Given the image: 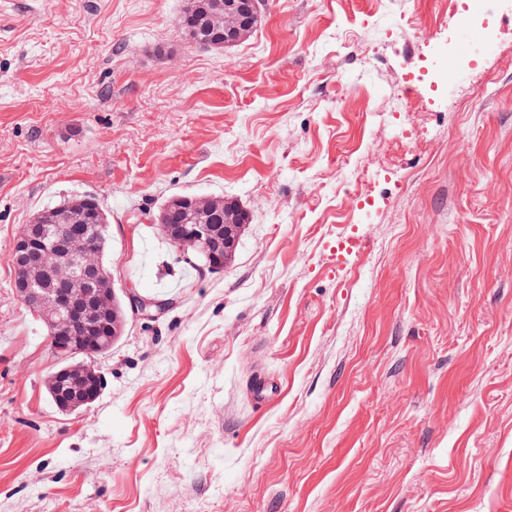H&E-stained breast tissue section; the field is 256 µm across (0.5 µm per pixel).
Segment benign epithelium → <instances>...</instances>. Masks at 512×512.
<instances>
[{"mask_svg":"<svg viewBox=\"0 0 512 512\" xmlns=\"http://www.w3.org/2000/svg\"><path fill=\"white\" fill-rule=\"evenodd\" d=\"M196 24L192 32L211 38L210 45L225 48L247 39L259 19L258 0H199L192 5ZM180 209L186 224H169L168 210ZM224 218V225L214 223ZM178 250L186 254L207 250L224 233V254L213 256L207 271L219 273L231 260L241 225L246 217L220 197L193 195L176 198L158 213ZM50 254L52 288H37L41 259ZM10 260L17 272L14 291L28 309L46 323L52 351L61 361H70L46 381L51 397L75 411L93 401L104 388L97 360L123 335L127 317L118 314L113 292L102 283L114 281V273L101 260L94 239L85 235L59 236L44 218L24 226L13 241ZM127 310L144 321H156L173 306L174 299L126 292Z\"/></svg>","mask_w":512,"mask_h":512,"instance_id":"7a95c632","label":"benign epithelium"}]
</instances>
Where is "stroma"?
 <instances>
[{
    "label": "stroma",
    "mask_w": 512,
    "mask_h": 512,
    "mask_svg": "<svg viewBox=\"0 0 512 512\" xmlns=\"http://www.w3.org/2000/svg\"><path fill=\"white\" fill-rule=\"evenodd\" d=\"M184 6L0 0V512H512V0L436 93L443 0H265L219 50ZM401 87L424 124H379ZM180 194L248 211L223 272L173 261L153 219ZM76 195L116 290L175 306L68 414L9 249Z\"/></svg>",
    "instance_id": "obj_1"
}]
</instances>
